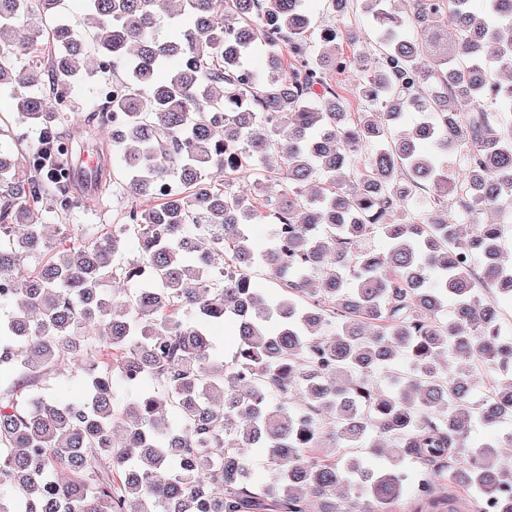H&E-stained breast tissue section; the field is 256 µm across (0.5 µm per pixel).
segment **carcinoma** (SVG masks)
<instances>
[{
    "mask_svg": "<svg viewBox=\"0 0 512 512\" xmlns=\"http://www.w3.org/2000/svg\"><path fill=\"white\" fill-rule=\"evenodd\" d=\"M483 2L328 0L337 22L314 41L301 0H84L79 22L60 0H0V140L25 125L47 141L0 147V369L29 382L0 393V512H395L405 460L465 508L512 487V465L468 440L474 420L512 423V339L484 297L512 296V228L489 218L512 207V0ZM350 70L362 112L338 85ZM108 74L115 92L65 134L79 82ZM406 112L425 120L401 130ZM108 130L112 170L73 193L72 159ZM109 181L124 211L74 241L70 216ZM378 232L383 252L366 247ZM227 321L240 343L218 361ZM69 365L79 399L38 393Z\"/></svg>",
    "mask_w": 512,
    "mask_h": 512,
    "instance_id": "carcinoma-1",
    "label": "carcinoma"
}]
</instances>
